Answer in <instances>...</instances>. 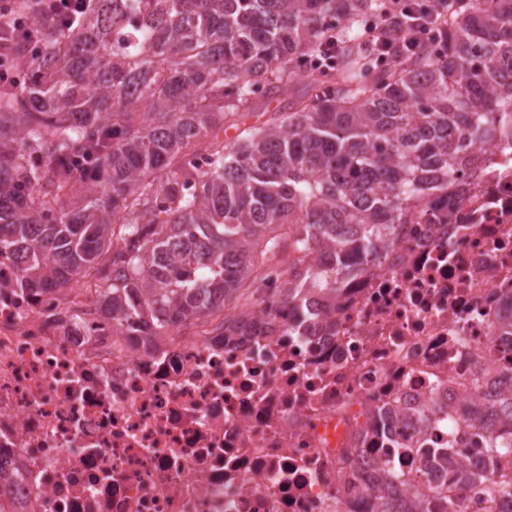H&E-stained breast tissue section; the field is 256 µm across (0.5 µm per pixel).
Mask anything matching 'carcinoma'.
<instances>
[{
  "instance_id": "obj_1",
  "label": "carcinoma",
  "mask_w": 512,
  "mask_h": 512,
  "mask_svg": "<svg viewBox=\"0 0 512 512\" xmlns=\"http://www.w3.org/2000/svg\"><path fill=\"white\" fill-rule=\"evenodd\" d=\"M494 2L467 0L440 49L372 79L359 27L377 0H92L70 29L39 19L40 52L18 42L24 77L0 85V256L19 288L91 282L113 323L156 336L193 321L235 335L224 312H249L274 270L284 303L336 301V270L315 256L377 260L449 178L478 176L469 143L512 135V0ZM328 40L335 72L308 73L276 119L240 128ZM82 157L81 175L64 164ZM471 406L448 449L482 436L487 467H456L492 500L512 489V390ZM402 454L420 465L381 469L376 512H466L446 487L406 495L432 449Z\"/></svg>"
}]
</instances>
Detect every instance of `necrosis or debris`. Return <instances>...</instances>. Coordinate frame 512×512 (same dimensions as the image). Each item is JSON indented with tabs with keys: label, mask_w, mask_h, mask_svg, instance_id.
<instances>
[{
	"label": "necrosis or debris",
	"mask_w": 512,
	"mask_h": 512,
	"mask_svg": "<svg viewBox=\"0 0 512 512\" xmlns=\"http://www.w3.org/2000/svg\"><path fill=\"white\" fill-rule=\"evenodd\" d=\"M477 179L402 225L379 266L276 326L229 344L206 333L121 334L64 291L15 288L0 257V512H373L365 489L412 437L376 412L451 406L512 374L492 343L512 297V140L473 146ZM371 433L367 450L358 434Z\"/></svg>",
	"instance_id": "1"
}]
</instances>
